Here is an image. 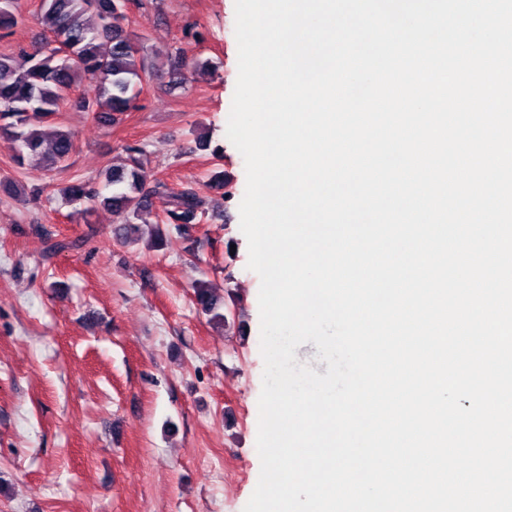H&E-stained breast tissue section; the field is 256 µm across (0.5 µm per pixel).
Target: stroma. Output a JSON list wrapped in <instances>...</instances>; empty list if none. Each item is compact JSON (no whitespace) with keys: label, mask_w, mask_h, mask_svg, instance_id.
Here are the masks:
<instances>
[{"label":"stroma","mask_w":512,"mask_h":512,"mask_svg":"<svg viewBox=\"0 0 512 512\" xmlns=\"http://www.w3.org/2000/svg\"><path fill=\"white\" fill-rule=\"evenodd\" d=\"M142 3L129 30L150 55L179 48L209 68L144 85L113 126L60 105L41 129L73 134L67 167L18 168L0 138V179L41 189L34 201L0 194V512H244L259 480L260 278L240 230L244 159L226 135L235 0ZM21 7L2 54L43 37L39 0ZM204 130L223 147L220 187L196 148ZM134 145L168 188L189 183L205 200L193 240L172 229L162 250L127 246L111 211L61 199ZM49 236L85 245L51 253ZM198 280L223 295L224 326L197 311Z\"/></svg>","instance_id":"obj_1"}]
</instances>
